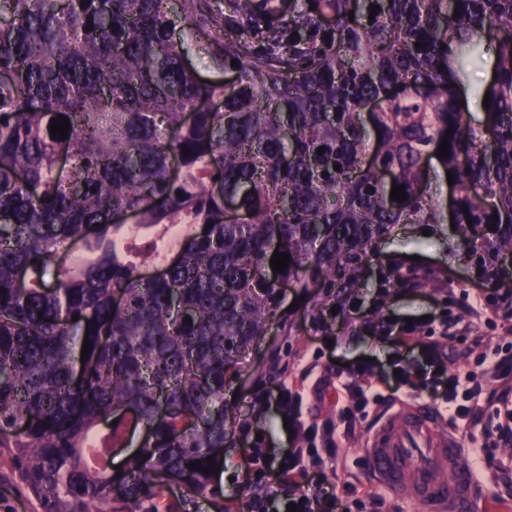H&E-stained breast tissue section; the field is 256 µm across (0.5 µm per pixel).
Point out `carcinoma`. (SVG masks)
Segmentation results:
<instances>
[{"mask_svg": "<svg viewBox=\"0 0 512 512\" xmlns=\"http://www.w3.org/2000/svg\"><path fill=\"white\" fill-rule=\"evenodd\" d=\"M295 2L270 23L240 0H0V448L50 512L166 479L217 497L224 387L282 285L343 307L400 224L454 222L476 278L512 287V0ZM201 49L237 80L201 82ZM488 64L474 125L459 91ZM449 130L447 211L427 158Z\"/></svg>", "mask_w": 512, "mask_h": 512, "instance_id": "cac0c4a2", "label": "carcinoma"}]
</instances>
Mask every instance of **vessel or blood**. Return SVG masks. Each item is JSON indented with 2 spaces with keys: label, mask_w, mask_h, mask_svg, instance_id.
I'll use <instances>...</instances> for the list:
<instances>
[{
  "label": "vessel or blood",
  "mask_w": 512,
  "mask_h": 512,
  "mask_svg": "<svg viewBox=\"0 0 512 512\" xmlns=\"http://www.w3.org/2000/svg\"><path fill=\"white\" fill-rule=\"evenodd\" d=\"M445 417L420 398L398 403L363 445L366 475L414 512H488L483 485L444 429Z\"/></svg>",
  "instance_id": "vessel-or-blood-1"
}]
</instances>
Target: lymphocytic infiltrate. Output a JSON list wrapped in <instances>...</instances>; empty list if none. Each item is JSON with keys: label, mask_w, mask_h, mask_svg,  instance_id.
Wrapping results in <instances>:
<instances>
[{"label": "lymphocytic infiltrate", "mask_w": 512, "mask_h": 512, "mask_svg": "<svg viewBox=\"0 0 512 512\" xmlns=\"http://www.w3.org/2000/svg\"><path fill=\"white\" fill-rule=\"evenodd\" d=\"M382 329L387 334L395 335L397 342L406 348L418 350L421 357L417 373L399 371V384L414 393L420 389L414 381L415 376L430 380L433 403L448 412L451 420L462 428H474L472 412L486 397L485 379L490 375L496 377L503 385L497 399L503 407V415L495 429L501 438H512V349L497 347L483 354V373H452L448 370V353L441 340L451 335L465 338L469 331L468 323L443 318L426 331L418 325L398 327L391 323L383 324ZM422 332L427 333V340H419L418 335ZM355 373V378L351 380L343 377L333 382L320 379L310 385L301 382L284 387L277 405L291 428L303 431L306 443L290 449L283 456L284 468L279 471L276 484L268 486L263 496L250 503L249 512H279L280 503L284 500L294 504L297 512H324L328 505L346 512L352 503L363 508L364 512H378L380 495L365 488L361 481L347 483L342 494L337 495L329 492L327 487L316 485L313 475L314 469L321 467L325 461L337 462L342 458L340 442L335 437L336 425H343L345 434H352L356 423L368 415L370 408L385 399L380 386L372 378L369 362L359 363ZM328 392L333 393L336 399V425L322 427L314 421L303 422V405L321 403ZM311 484L316 487L314 493L305 496L299 493V486ZM287 485L294 487V494L281 496V487Z\"/></svg>", "instance_id": "f902f5d3"}]
</instances>
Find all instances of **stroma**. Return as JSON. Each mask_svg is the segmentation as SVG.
<instances>
[{
  "mask_svg": "<svg viewBox=\"0 0 512 512\" xmlns=\"http://www.w3.org/2000/svg\"><path fill=\"white\" fill-rule=\"evenodd\" d=\"M454 232L442 225L435 234H425L423 225L399 227L391 239L381 246L379 261L365 271L367 288L361 289L358 308L332 312L321 292L302 296L287 288L283 306L288 307L289 327L272 325L267 336L246 353L244 369L227 386L229 420L235 432L224 449V467L216 474L215 484L224 512H247L249 503L259 489L249 479V444L242 429L263 436L275 455L301 445L302 432H288L274 400L282 384L300 381L305 370L314 376H335L338 364L356 363L360 358L374 360L376 375H387L389 360L398 342L379 330L365 327L361 314L377 309L380 318L405 319L420 323L422 316L432 319L448 317L471 320L474 311H481L484 320L477 323L465 343L447 339L450 369L465 372L474 369L476 360L497 346L512 345V309L503 303L504 289L480 283L472 278L466 262L457 260L448 248ZM397 263L402 272L424 276L431 273L435 282L413 290L401 285H381V266ZM366 433L358 425L353 436L342 439L344 454L339 464H327L326 484L335 493H342L351 477L363 476V460L359 444ZM482 483L492 498L491 512H512V499L503 494L502 479L512 474V443L489 439L481 457ZM48 504L33 496L16 467L12 449L0 448V512H48Z\"/></svg>",
  "mask_w": 512,
  "mask_h": 512,
  "instance_id": "obj_1",
  "label": "stroma"
}]
</instances>
